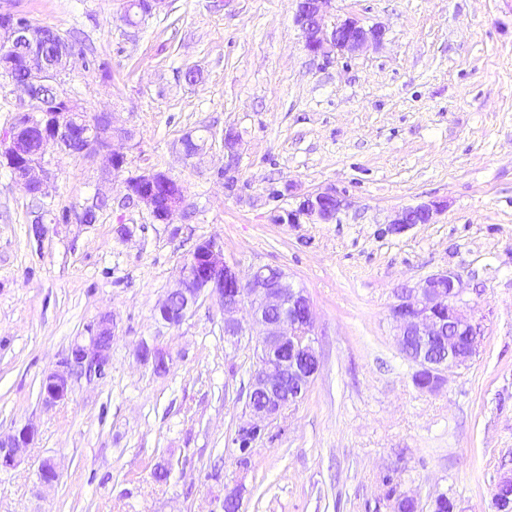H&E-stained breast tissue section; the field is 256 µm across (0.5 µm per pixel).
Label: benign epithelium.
Masks as SVG:
<instances>
[{
	"instance_id": "obj_1",
	"label": "benign epithelium",
	"mask_w": 512,
	"mask_h": 512,
	"mask_svg": "<svg viewBox=\"0 0 512 512\" xmlns=\"http://www.w3.org/2000/svg\"><path fill=\"white\" fill-rule=\"evenodd\" d=\"M331 0H298L295 22L301 30L305 50L314 56L330 58L335 55H357L371 47L381 45L385 28L367 26L359 19L348 16L333 24L327 23ZM0 29L11 42L33 40L36 29L16 10L14 0H0ZM27 76L13 81L20 92L18 121L0 131V162L11 172L13 181L25 192L37 188L43 197L49 194L52 172L45 159L47 147L64 149L69 136L67 121L70 112H40L36 109L37 90L51 83L61 86L60 71L51 67L40 55L29 53L23 59ZM106 123L83 134L80 152L91 155L101 167L118 172L125 163V154L116 143L130 142L131 131L114 125L112 114H105ZM39 131L36 153L29 155L20 148L23 129ZM239 134L228 129L224 132V189L235 192L238 178L237 146ZM173 181L167 173L155 169L143 171L125 181L127 194L144 205L152 216L165 224L172 223L176 213L184 208L185 193L179 190L160 196L159 187H168ZM343 201L336 190L327 187L302 196L297 208L276 218L278 223L298 224L311 222L331 223L337 219ZM445 208L440 201L420 202L403 207L391 220L392 229L401 232L413 224H429ZM462 277L452 269L426 277L411 288H402L390 306L389 316L396 330V342L401 352L410 351V343L419 344L418 353L408 357L415 367L414 374L427 373L432 382L423 389L435 391L445 382V373L465 368L478 355L482 331L475 320V307L465 299ZM184 300L182 310L171 311L170 299ZM202 296L218 301L224 312V338L236 344L245 335L241 320L233 314L249 309L252 325L258 329L260 352L259 367L251 378L249 393V419L240 423L237 434L247 436L240 459L247 461L255 441L266 424L274 421L287 407L300 401L320 368L315 318L305 290L294 286L289 276L272 266L253 267L242 271L236 262L224 257V243L209 238L202 241L187 257L179 270L173 288L156 309L158 319L178 325ZM114 322L112 314L103 313L78 337L55 368L41 380L40 399L47 406L64 403L74 391V371L91 367L103 376L111 359ZM137 358L153 368L157 374L170 369L169 355L141 342ZM35 439L31 425L15 428L0 435V470L15 468L21 456ZM60 470L51 458L38 466V481L42 487H51L59 481ZM495 508L501 512L512 502V477H502L493 497Z\"/></svg>"
}]
</instances>
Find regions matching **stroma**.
I'll list each match as a JSON object with an SVG mask.
<instances>
[{
  "mask_svg": "<svg viewBox=\"0 0 512 512\" xmlns=\"http://www.w3.org/2000/svg\"><path fill=\"white\" fill-rule=\"evenodd\" d=\"M34 24L70 32L94 62L61 88L133 134L121 171L50 154L53 224L0 166V433L36 437L0 472V512H393L390 488L432 512H493L512 475V0H332L385 27L353 57L310 55L295 0H170L138 31L119 0H18ZM195 69L196 83L183 74ZM240 135L238 191L220 175L224 132ZM208 134L184 159L186 134ZM185 188L162 224L126 197L147 169ZM336 188L329 224L276 223L303 194ZM104 192L96 223L73 212ZM446 208L392 233L398 209ZM69 219H62V212ZM218 238L241 269H284L312 303L321 367L240 466L233 438L246 409L256 335L224 338L218 303L202 298L176 326L155 309L185 258ZM463 277L482 320L480 354L428 392L412 381L389 308L397 291L445 269ZM116 322L104 378L79 376L48 407L43 375L97 316ZM169 353L156 374L140 341ZM47 457L61 478L37 486ZM171 463L170 480L153 468Z\"/></svg>",
  "mask_w": 512,
  "mask_h": 512,
  "instance_id": "35a3bbf8",
  "label": "stroma"
}]
</instances>
